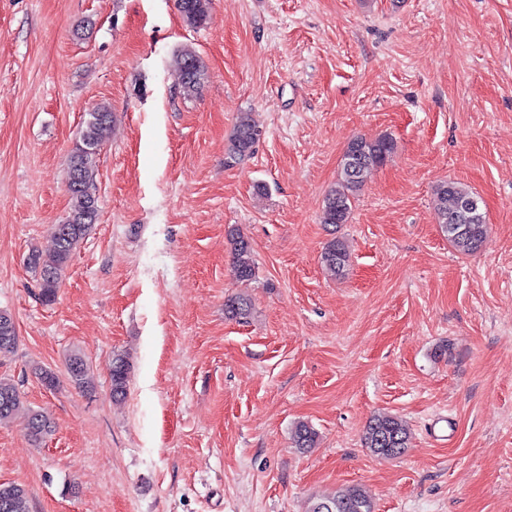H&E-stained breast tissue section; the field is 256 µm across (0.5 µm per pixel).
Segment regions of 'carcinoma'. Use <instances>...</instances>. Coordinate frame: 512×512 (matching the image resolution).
I'll list each match as a JSON object with an SVG mask.
<instances>
[{
    "mask_svg": "<svg viewBox=\"0 0 512 512\" xmlns=\"http://www.w3.org/2000/svg\"><path fill=\"white\" fill-rule=\"evenodd\" d=\"M176 6L183 19L193 27L207 23L210 17V0H176ZM177 67L181 88L186 96L199 94L205 79V69L195 51L185 48L178 54ZM113 121L112 109L106 104L88 113L80 140L69 157L68 173L75 176L69 191L70 208L61 224L52 229L53 249L44 254L33 250L28 254L27 266L37 277L43 302L56 301L62 272L74 251L85 239L92 224L97 220L99 197L97 196L96 159L101 145L107 137ZM258 139L257 126L247 113H242L234 125L227 153V163H239L252 153ZM394 143L387 136L366 138L358 136L350 141L340 161L336 187L327 195L322 210L324 224L348 223L352 203L363 186L367 174L384 164L392 153ZM476 194L455 183L444 182L437 186L433 208L438 224L448 235V243L462 254H473L483 248L488 237V224L483 211L460 224L450 223L458 212L462 201L474 198ZM233 244V272L240 282L255 277V265L251 256L249 241L241 236L231 238ZM350 255L343 241H330L323 253L322 261L333 272L341 274L349 264ZM225 312L229 317L245 320L251 313L249 299L243 296L231 297L225 301ZM17 342L14 318L10 312L0 310V354L14 349ZM67 372L70 380L79 388L91 387L86 361L78 352L69 355ZM131 366L123 357L112 360V398L121 399L126 395ZM21 399L17 387L0 379V422L13 418L20 409ZM28 440L35 446L54 431L52 420L40 411L31 410L24 422ZM317 431L307 422H299L293 430L295 447L308 450L316 446ZM408 435L402 421L391 414L383 413L373 417L364 429L362 443L375 457L390 459L403 454L407 448ZM327 505L326 512H374V506L359 486H352L341 494L312 503L309 512H320L319 506ZM0 512H30L25 488L15 483H0Z\"/></svg>",
    "mask_w": 512,
    "mask_h": 512,
    "instance_id": "obj_1",
    "label": "carcinoma"
}]
</instances>
